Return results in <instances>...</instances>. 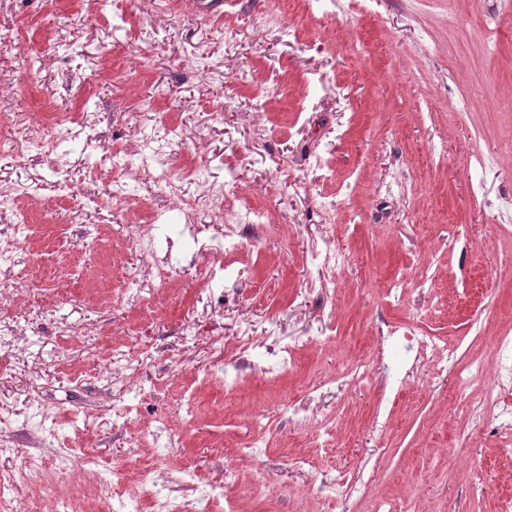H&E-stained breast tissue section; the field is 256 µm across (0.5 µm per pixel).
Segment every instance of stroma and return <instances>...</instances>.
Returning <instances> with one entry per match:
<instances>
[{
	"label": "stroma",
	"instance_id": "obj_1",
	"mask_svg": "<svg viewBox=\"0 0 512 512\" xmlns=\"http://www.w3.org/2000/svg\"><path fill=\"white\" fill-rule=\"evenodd\" d=\"M40 67L0 46V110L98 113L97 154L172 139L224 212L272 221L233 254L183 238L158 187L107 200L110 164L80 150L0 179L34 182L18 207L30 244L0 318V444L43 436L121 467L122 491L157 468L191 512H326L331 476L349 512H498L512 495V426L488 406L512 337V0H0ZM151 216L171 279L139 298L129 227ZM347 256L320 287L308 254ZM416 330L457 370L431 375L380 342ZM304 342L280 372L262 344ZM254 351L242 366L240 340ZM366 375L339 383L347 368ZM238 374L237 392L224 389ZM132 404L113 421V405Z\"/></svg>",
	"mask_w": 512,
	"mask_h": 512
}]
</instances>
